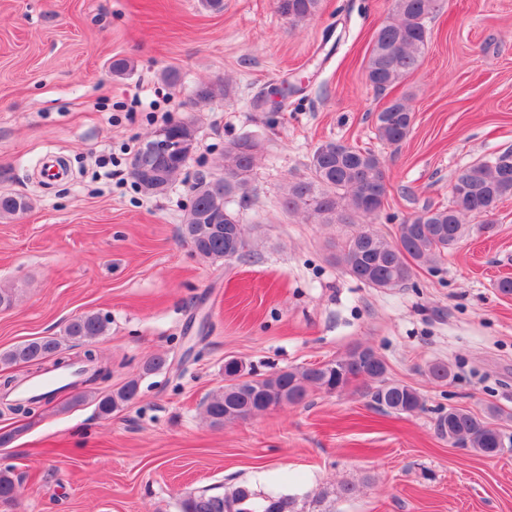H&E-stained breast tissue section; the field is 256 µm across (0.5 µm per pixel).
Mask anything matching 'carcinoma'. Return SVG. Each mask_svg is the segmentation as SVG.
I'll use <instances>...</instances> for the list:
<instances>
[{
  "instance_id": "carcinoma-1",
  "label": "carcinoma",
  "mask_w": 512,
  "mask_h": 512,
  "mask_svg": "<svg viewBox=\"0 0 512 512\" xmlns=\"http://www.w3.org/2000/svg\"><path fill=\"white\" fill-rule=\"evenodd\" d=\"M277 11L292 21L315 16L321 0H275ZM437 0H396L393 17L377 32L366 62V74L374 86L385 89L400 83L420 66L427 46V19ZM413 113L402 99L391 101L375 119L377 138L389 145L403 141L410 131ZM257 151L241 137L224 149V181L202 176L191 186V204L181 225L182 237L194 253L212 261H241L250 255L244 225L231 208L235 200L245 202L248 176ZM310 176L291 181L283 194V207L318 224H352L356 217L371 218L383 205L389 179L384 162L374 153L335 140L322 142L309 159ZM179 161L164 166V175L148 180L131 172L136 185L146 194L161 195L180 175ZM447 206L426 207L398 225L390 240L365 224L338 245L336 258L357 281L381 290L403 288L413 275V266L436 267L448 251L471 231L463 218L477 220L480 232L495 230L499 204L512 196V150L491 153L460 169L451 187ZM26 199L0 195V216L26 210ZM110 320L95 313L69 320L63 336L25 341L0 353V364L41 362L55 357L54 367L69 364L63 346L86 344L102 336ZM167 359L157 356L145 361L140 373L118 388L95 397L99 414L108 417L136 400L141 379L162 370ZM387 364L372 347L358 345L345 355L322 364L276 371L269 375L252 369L224 367V385L204 401V415L214 425L233 422L236 416L283 403L301 404L311 390L331 393L351 381L370 382L368 395L381 408L411 415L424 409V398L414 387L391 382ZM438 434L485 457L504 451L503 431L469 410L450 408L436 420ZM18 479L10 465L0 466V504L15 500ZM179 512H298L296 499L288 494L259 495L247 485L223 494L190 493L178 503Z\"/></svg>"
}]
</instances>
